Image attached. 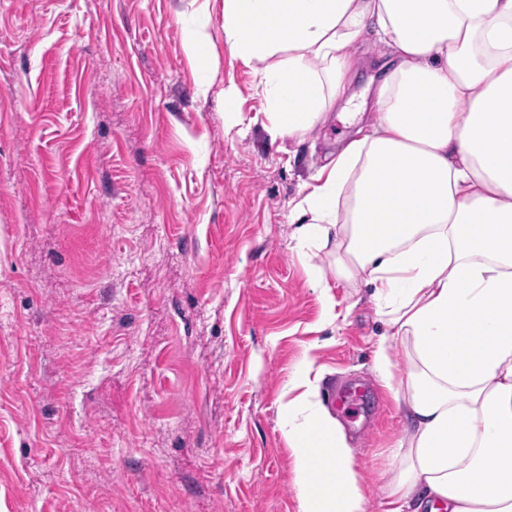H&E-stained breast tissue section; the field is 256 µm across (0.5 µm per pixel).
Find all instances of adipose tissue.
<instances>
[{"label": "adipose tissue", "instance_id": "adipose-tissue-1", "mask_svg": "<svg viewBox=\"0 0 512 512\" xmlns=\"http://www.w3.org/2000/svg\"><path fill=\"white\" fill-rule=\"evenodd\" d=\"M367 35L393 51L376 119L304 185L294 239L331 249L391 330L374 368L406 429L388 512H512V0H224V40L256 65L274 140L327 121ZM288 389L299 512H367L310 359Z\"/></svg>", "mask_w": 512, "mask_h": 512}]
</instances>
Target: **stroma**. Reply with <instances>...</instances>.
I'll return each mask as SVG.
<instances>
[{
    "label": "stroma",
    "mask_w": 512,
    "mask_h": 512,
    "mask_svg": "<svg viewBox=\"0 0 512 512\" xmlns=\"http://www.w3.org/2000/svg\"><path fill=\"white\" fill-rule=\"evenodd\" d=\"M201 27L211 73L183 47ZM385 53L359 45L352 104L273 141L224 120L219 89L244 118L264 104L224 0H0V512H298L279 410L306 356L384 512L387 327L290 215L368 123Z\"/></svg>",
    "instance_id": "obj_1"
}]
</instances>
